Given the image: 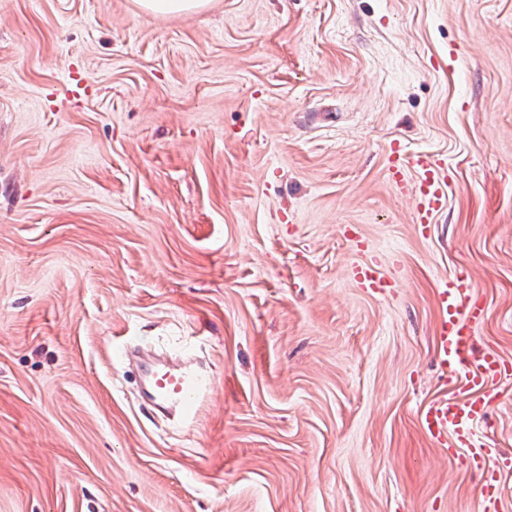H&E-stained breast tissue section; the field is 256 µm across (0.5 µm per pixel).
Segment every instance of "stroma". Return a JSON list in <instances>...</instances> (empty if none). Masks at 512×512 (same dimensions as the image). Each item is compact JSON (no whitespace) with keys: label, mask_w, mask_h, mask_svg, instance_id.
<instances>
[{"label":"stroma","mask_w":512,"mask_h":512,"mask_svg":"<svg viewBox=\"0 0 512 512\" xmlns=\"http://www.w3.org/2000/svg\"><path fill=\"white\" fill-rule=\"evenodd\" d=\"M396 148L448 167L427 234ZM461 268L512 359V0H0V512H485L421 426ZM118 346L214 390L154 417ZM141 8L157 14H177L199 10L206 0H137Z\"/></svg>","instance_id":"35a3bbf8"}]
</instances>
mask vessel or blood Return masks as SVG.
Wrapping results in <instances>:
<instances>
[{
  "label": "vessel or blood",
  "instance_id": "b4317fda",
  "mask_svg": "<svg viewBox=\"0 0 512 512\" xmlns=\"http://www.w3.org/2000/svg\"><path fill=\"white\" fill-rule=\"evenodd\" d=\"M413 169V183L404 180L405 169ZM391 181L405 186L413 199L414 221L420 227L433 223L448 205V174L446 167L433 155L418 152L396 160L391 168ZM472 283L468 277L452 276L438 293L441 319L437 325V352L441 368H452L458 397L429 407L422 419L425 435L436 442L449 441L451 447L472 446L476 427L484 418L486 400L494 385L512 376V362L495 353L485 354L479 364L470 367L466 360L474 341V327L488 313L486 302L471 298ZM143 380L156 404L180 411L192 418L199 401L208 396L214 383L209 376L189 370H161L145 366ZM471 468L482 471L484 501L496 502L500 493L501 472L512 469V458L498 449L483 448L468 456Z\"/></svg>",
  "mask_w": 512,
  "mask_h": 512
}]
</instances>
